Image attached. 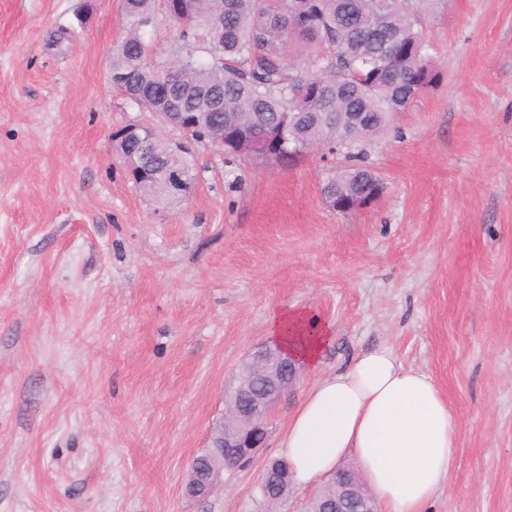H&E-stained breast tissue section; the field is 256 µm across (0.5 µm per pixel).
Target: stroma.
<instances>
[{"mask_svg": "<svg viewBox=\"0 0 512 512\" xmlns=\"http://www.w3.org/2000/svg\"><path fill=\"white\" fill-rule=\"evenodd\" d=\"M435 85L367 147L383 182L343 215L335 156L226 159L160 209L109 134L160 116L112 89L122 0H0V512H259L256 488L316 379L390 347L458 430L430 512H512V0H443ZM334 327L273 408L265 448L205 499L191 458L268 315Z\"/></svg>", "mask_w": 512, "mask_h": 512, "instance_id": "1", "label": "stroma"}]
</instances>
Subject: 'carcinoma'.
<instances>
[{"instance_id":"1","label":"carcinoma","mask_w":512,"mask_h":512,"mask_svg":"<svg viewBox=\"0 0 512 512\" xmlns=\"http://www.w3.org/2000/svg\"><path fill=\"white\" fill-rule=\"evenodd\" d=\"M440 0H125L126 34L112 57V87L145 112H208L224 154L264 157L288 151V138L320 143L346 165L321 187L325 201L354 197L374 175L365 147L410 105L416 86L438 78L422 18ZM161 11L180 27L179 43L155 59L146 30ZM319 64L299 71L291 49ZM347 112H363L357 132ZM121 154L146 157L152 176L137 184L170 207L161 178L181 170L196 180L192 149L148 140L117 141Z\"/></svg>"}]
</instances>
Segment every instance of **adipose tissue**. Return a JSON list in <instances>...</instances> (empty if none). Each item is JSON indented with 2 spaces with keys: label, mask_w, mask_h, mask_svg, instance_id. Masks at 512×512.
<instances>
[{
  "label": "adipose tissue",
  "mask_w": 512,
  "mask_h": 512,
  "mask_svg": "<svg viewBox=\"0 0 512 512\" xmlns=\"http://www.w3.org/2000/svg\"><path fill=\"white\" fill-rule=\"evenodd\" d=\"M268 334L310 370L333 340L328 323L294 309L273 310ZM457 440L432 378L378 347L313 383L279 446L298 484L327 477L351 456L383 512H425L450 476Z\"/></svg>",
  "instance_id": "obj_1"
}]
</instances>
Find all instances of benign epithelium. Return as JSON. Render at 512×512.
<instances>
[{"label": "benign epithelium", "instance_id": "1", "mask_svg": "<svg viewBox=\"0 0 512 512\" xmlns=\"http://www.w3.org/2000/svg\"><path fill=\"white\" fill-rule=\"evenodd\" d=\"M165 188L180 197L186 194V183L177 171L167 174ZM375 188L368 189L357 200L336 203L334 210L353 213L371 206ZM301 368L276 345L267 343L254 353L248 367L239 375L236 394L226 400L225 411L235 415L239 427L231 434H224V419L212 426L209 437L211 448H232L233 469L252 461L265 447L268 437V419L278 397L300 380ZM196 476L184 485V494L190 498H204L217 488L219 471L209 467L199 470L192 465ZM337 486L336 497L322 502L321 512H379L377 500L369 490L363 476L339 468L334 473Z\"/></svg>", "mask_w": 512, "mask_h": 512}]
</instances>
